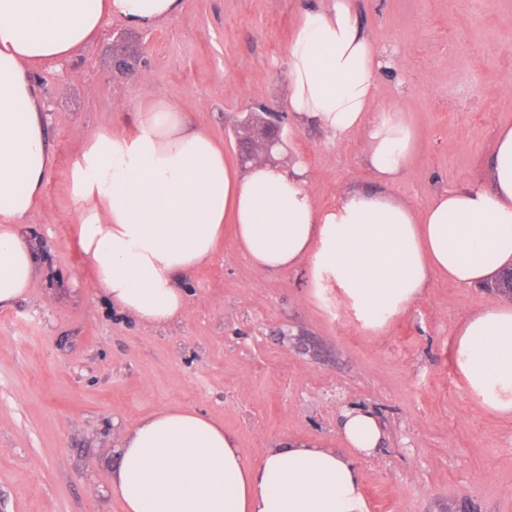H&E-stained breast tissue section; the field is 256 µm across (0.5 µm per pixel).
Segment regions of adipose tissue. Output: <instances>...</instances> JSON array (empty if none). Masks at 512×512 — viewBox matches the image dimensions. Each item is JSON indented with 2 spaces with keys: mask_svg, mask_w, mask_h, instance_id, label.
<instances>
[{
  "mask_svg": "<svg viewBox=\"0 0 512 512\" xmlns=\"http://www.w3.org/2000/svg\"><path fill=\"white\" fill-rule=\"evenodd\" d=\"M181 0H0V307L23 297L37 250L24 225L52 169L35 74L91 42L112 17L151 29ZM385 62L351 0L303 9L288 44V112L332 140L363 134L365 160L395 180L417 135L402 112L376 104ZM488 184L438 193L424 210L375 190L320 210L302 161L240 169L223 146L160 98L132 131H93L68 184L84 264L120 309L155 325L186 310L179 280L208 262L234 228L264 272L307 264L315 288L337 289L363 328L383 329L436 276L482 287L512 267V128L502 129ZM455 363L468 397L512 417V305L482 307L456 329ZM346 457L288 439L247 463L223 425L169 405L130 427L114 450L111 492L126 512H365L360 457L384 440L373 410L343 413Z\"/></svg>",
  "mask_w": 512,
  "mask_h": 512,
  "instance_id": "1",
  "label": "adipose tissue"
}]
</instances>
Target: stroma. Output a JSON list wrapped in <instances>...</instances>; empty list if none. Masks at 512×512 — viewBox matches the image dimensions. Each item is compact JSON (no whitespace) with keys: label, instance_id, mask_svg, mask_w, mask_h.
Segmentation results:
<instances>
[{"label":"stroma","instance_id":"stroma-1","mask_svg":"<svg viewBox=\"0 0 512 512\" xmlns=\"http://www.w3.org/2000/svg\"><path fill=\"white\" fill-rule=\"evenodd\" d=\"M308 0H183L152 29L106 20L95 39L36 73L54 165L27 219L42 261L26 298L0 309V512H124L110 492L112 450L135 422L178 404L238 437L248 463L289 438L348 453L341 412L372 409L385 432L360 461L372 512H512V419L465 394L455 329L500 303L487 288L434 279L385 330L356 321L336 289L315 295L305 269H256L225 236L181 286L165 325L120 312L81 260L68 172L88 135L130 129L164 98L247 166V115L285 109L288 43ZM378 50L380 107L417 132L385 192L427 207L487 180L498 130L512 126V0H353ZM131 65L121 73L113 61ZM280 162L300 158L318 207L375 181L364 138L334 143L285 118Z\"/></svg>","mask_w":512,"mask_h":512}]
</instances>
